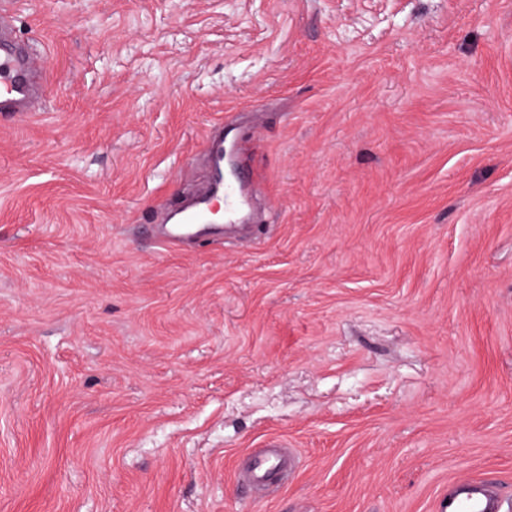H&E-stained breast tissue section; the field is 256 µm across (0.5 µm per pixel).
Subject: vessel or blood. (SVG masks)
I'll use <instances>...</instances> for the list:
<instances>
[{
	"label": "vessel or blood",
	"instance_id": "b4317fda",
	"mask_svg": "<svg viewBox=\"0 0 512 512\" xmlns=\"http://www.w3.org/2000/svg\"><path fill=\"white\" fill-rule=\"evenodd\" d=\"M45 94L41 59L15 33L11 16L0 9V115L21 119L38 112ZM224 200V221L228 230H235L247 202L242 188L234 182L224 184L222 193L207 189L196 208L182 211L180 223L168 228L159 237L161 245L179 247L189 225L205 223L214 196ZM291 458L287 449L273 447L255 452L245 475L254 488L265 490L286 477ZM438 512H507L504 501L485 483L459 477L448 487Z\"/></svg>",
	"mask_w": 512,
	"mask_h": 512
}]
</instances>
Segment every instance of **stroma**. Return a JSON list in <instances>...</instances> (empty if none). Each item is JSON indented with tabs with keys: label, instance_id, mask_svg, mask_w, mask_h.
I'll use <instances>...</instances> for the list:
<instances>
[{
	"label": "stroma",
	"instance_id": "obj_1",
	"mask_svg": "<svg viewBox=\"0 0 512 512\" xmlns=\"http://www.w3.org/2000/svg\"><path fill=\"white\" fill-rule=\"evenodd\" d=\"M10 8L48 94L0 116V512L512 499V0ZM219 127L266 229L160 246ZM253 454L245 479L254 488L265 490L287 476L291 458L286 448L273 445ZM505 501L485 483L458 477L448 486V494L440 501L438 512H507Z\"/></svg>",
	"mask_w": 512,
	"mask_h": 512
}]
</instances>
